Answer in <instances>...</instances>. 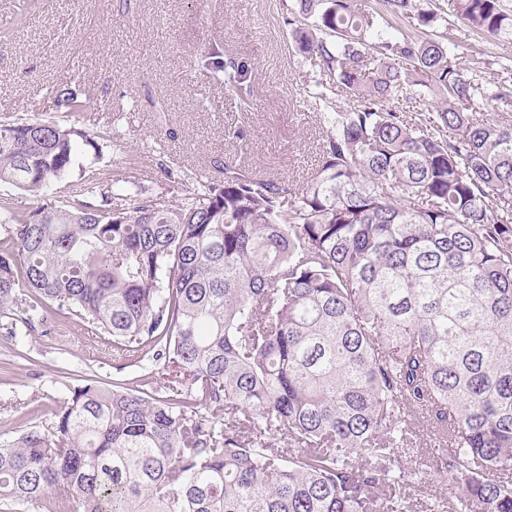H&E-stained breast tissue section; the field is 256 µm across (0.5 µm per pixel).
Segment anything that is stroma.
<instances>
[{
	"mask_svg": "<svg viewBox=\"0 0 512 512\" xmlns=\"http://www.w3.org/2000/svg\"><path fill=\"white\" fill-rule=\"evenodd\" d=\"M450 43L484 79L512 65V38L470 27L451 0H428ZM294 0H0V118H31L48 86L76 77L90 110L82 125L108 134L102 158L73 169L132 182L177 203L198 174L218 178L223 160L264 178L305 182L328 127L312 98L324 76L293 50ZM250 66L255 105L240 112L204 75L209 47ZM165 100L158 112L149 98ZM164 372L148 357H116L112 339L65 315L18 345L0 336V439L51 423L83 380L119 381L165 395Z\"/></svg>",
	"mask_w": 512,
	"mask_h": 512,
	"instance_id": "35a3bbf8",
	"label": "stroma"
}]
</instances>
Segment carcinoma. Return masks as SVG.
I'll list each match as a JSON object with an SVG mask.
<instances>
[{
  "label": "carcinoma",
  "mask_w": 512,
  "mask_h": 512,
  "mask_svg": "<svg viewBox=\"0 0 512 512\" xmlns=\"http://www.w3.org/2000/svg\"><path fill=\"white\" fill-rule=\"evenodd\" d=\"M295 0L294 51L353 100L322 113L300 185L224 164L175 206L88 178L47 195L103 138L0 121V314H59L179 374L165 396L77 385L47 426L0 441V512H412L407 489L450 486L423 512H512V103L423 33L416 0ZM483 35H512L500 0H453ZM204 68L248 110L247 62ZM433 113L393 104L413 91ZM49 108L89 110L65 81ZM451 131L446 135L445 131ZM429 423L416 430L411 417ZM425 437L427 461L401 452Z\"/></svg>",
  "instance_id": "1"
}]
</instances>
